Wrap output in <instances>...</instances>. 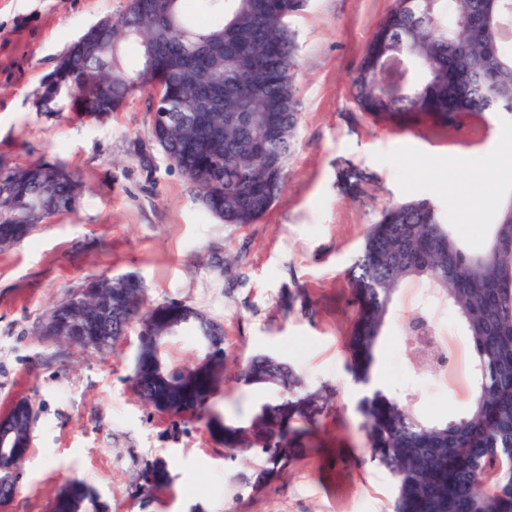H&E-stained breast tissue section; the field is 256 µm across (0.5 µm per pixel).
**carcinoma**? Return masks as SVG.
Returning <instances> with one entry per match:
<instances>
[{
    "instance_id": "cac0c4a2",
    "label": "carcinoma",
    "mask_w": 512,
    "mask_h": 512,
    "mask_svg": "<svg viewBox=\"0 0 512 512\" xmlns=\"http://www.w3.org/2000/svg\"><path fill=\"white\" fill-rule=\"evenodd\" d=\"M150 0H128L112 22L111 37L98 54L72 45L56 71L72 72L57 96L91 98L116 110L127 87L139 83L148 94L155 120L150 137H161V151L195 184L207 210L226 224H255L282 192L298 122L295 88L296 34L288 20L307 0H198L212 22L190 21L186 0H171L170 14L157 19ZM512 0H394L365 48L353 77V96L361 111L389 122L428 118L453 130L467 113L512 112ZM139 51L137 67L123 61L124 44ZM163 63L162 87L145 77L147 59ZM224 83V99L209 107L200 99L201 82ZM0 249L27 238L34 219L22 220L36 200L47 217L70 212L83 194L81 182L64 166L45 160L26 166L0 158ZM223 200H214L216 178ZM366 175L349 165L340 172L346 189ZM428 284L456 313L470 338L472 398L465 416L444 423L425 422L399 400L375 390L360 397L356 411L370 463L394 479L392 512H512V200L492 225L486 244L472 249L441 223L427 199L387 208L371 225L349 269L346 368L367 386L375 351L403 283ZM104 299L127 306V323L139 325L137 348L146 351L170 321L179 335L202 336L200 312L183 302L151 304L142 281L114 295L107 277L85 283ZM70 298L56 304V336H95V306L81 325L67 323ZM405 335L430 336L412 352L422 361L443 359L444 350L431 314L422 310L405 322ZM224 336L213 343L202 366L189 363L181 384L150 387L132 379L142 401L173 414H189L204 424L228 453L261 450L255 486L260 488L292 465L309 446L322 418L336 413L334 392L310 389L286 362L259 354L237 379L270 387L275 396L249 419L234 421L212 407L224 381ZM32 439L19 428V465ZM137 492L151 497L169 482L165 462L156 460L141 474ZM96 489L79 476L66 480L53 512H110Z\"/></svg>"
}]
</instances>
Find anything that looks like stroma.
Returning a JSON list of instances; mask_svg holds the SVG:
<instances>
[{
    "instance_id": "obj_1",
    "label": "stroma",
    "mask_w": 512,
    "mask_h": 512,
    "mask_svg": "<svg viewBox=\"0 0 512 512\" xmlns=\"http://www.w3.org/2000/svg\"><path fill=\"white\" fill-rule=\"evenodd\" d=\"M127 0H0V155L18 164L57 162L85 185L79 206L0 250V415L18 400L35 411L17 494L0 512H51L77 475L112 512H392L384 470L354 466L363 450L361 396L346 370L348 270L370 224L387 207L431 201L454 235L482 247L512 199V116L492 112L472 145H452L424 120L401 126L353 102L351 75L393 0H308L290 26L298 43L300 101L287 183L255 224H225L151 141L146 95L97 119L72 104L37 100L70 45ZM367 174L359 195L342 167ZM133 274L151 301L192 305L224 326L229 368L256 353L290 362L308 386L337 392L338 417L322 421V447L262 488L258 449L228 454L203 424L144 404L132 385L137 326L112 348L84 351L45 339L46 312L92 277ZM433 313L448 353L443 371L420 370L402 323ZM372 376L385 394L429 422L466 414L470 340L421 280L395 296ZM272 390L225 382L216 411L247 419ZM165 461L171 480L147 504L134 497L145 465Z\"/></svg>"
}]
</instances>
